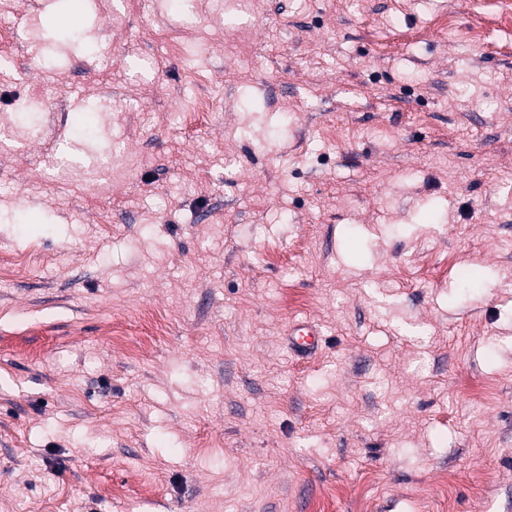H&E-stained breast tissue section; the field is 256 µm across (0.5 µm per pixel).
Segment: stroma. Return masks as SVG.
I'll return each mask as SVG.
<instances>
[{"label":"stroma","mask_w":512,"mask_h":512,"mask_svg":"<svg viewBox=\"0 0 512 512\" xmlns=\"http://www.w3.org/2000/svg\"><path fill=\"white\" fill-rule=\"evenodd\" d=\"M507 3L0 0V512H512ZM319 330L309 322L293 325L288 330V345L297 352H310L320 342Z\"/></svg>","instance_id":"stroma-1"}]
</instances>
